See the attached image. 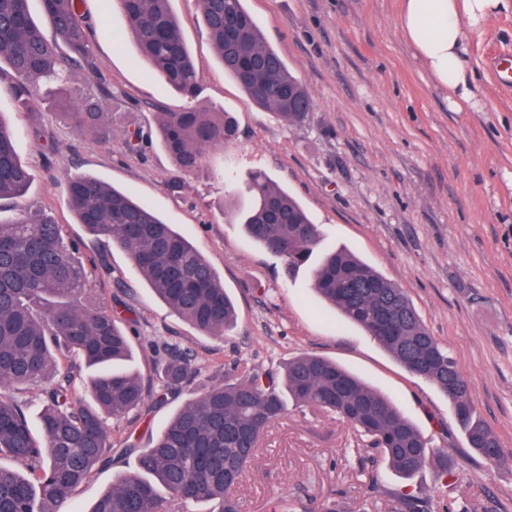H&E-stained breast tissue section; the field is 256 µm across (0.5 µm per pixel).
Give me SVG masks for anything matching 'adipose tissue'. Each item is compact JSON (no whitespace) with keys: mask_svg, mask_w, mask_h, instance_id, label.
<instances>
[{"mask_svg":"<svg viewBox=\"0 0 512 512\" xmlns=\"http://www.w3.org/2000/svg\"><path fill=\"white\" fill-rule=\"evenodd\" d=\"M398 28L456 110L473 107L468 47L505 0H398Z\"/></svg>","mask_w":512,"mask_h":512,"instance_id":"1","label":"adipose tissue"}]
</instances>
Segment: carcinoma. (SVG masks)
Returning <instances> with one entry per match:
<instances>
[{
    "label": "carcinoma",
    "instance_id": "cac0c4a2",
    "mask_svg": "<svg viewBox=\"0 0 512 512\" xmlns=\"http://www.w3.org/2000/svg\"><path fill=\"white\" fill-rule=\"evenodd\" d=\"M139 54L173 88L192 100L198 73L170 0H116ZM200 18L213 47L248 97L290 126L308 113L288 107V89L307 105L308 89L264 39L244 0H199ZM81 0H42L53 35L32 18L28 0H0V83L22 112L40 100L41 86L68 84L84 72L96 91L74 89L60 117L82 135L109 139L112 116L99 111L102 96L121 91L101 81L93 51V28ZM161 143L179 173L199 167L204 154L224 148L235 133L227 112L156 113ZM14 129L0 117V202L21 198L34 179L18 157ZM67 203L78 223L126 251L154 294L197 332L222 336L237 319L234 303L208 259L151 208L100 179L69 174ZM248 208L240 213L247 234L288 272L303 265L320 238L301 204L266 174L247 184ZM77 247L40 207L18 209L0 219V457L23 468L0 465V512H58L109 455L135 457L131 470L89 512H186L207 503L209 512H240L234 483L254 462L264 432L288 410L318 408L335 414L369 439L390 468L409 479L429 460V443L380 390L336 362L309 354L278 368H241L238 359L222 380L204 386L166 424L148 448L126 437L113 441L104 419L121 420L146 403L177 399L194 382L193 355L163 343L158 385L147 388L127 366L129 338L120 317L101 305ZM315 292L349 322L373 337L411 375L447 397L468 447L498 465L505 454L493 431L476 416L468 379L447 346L431 336L407 294L351 252L328 254L313 276ZM91 369L82 380L86 397L72 395L74 375L60 372L62 359ZM33 390V396L25 390ZM41 405L40 435L27 410ZM170 497L162 496L161 491ZM396 512H429L420 491L395 495Z\"/></svg>",
    "mask_w": 512,
    "mask_h": 512
}]
</instances>
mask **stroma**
<instances>
[{
    "label": "stroma",
    "mask_w": 512,
    "mask_h": 512,
    "mask_svg": "<svg viewBox=\"0 0 512 512\" xmlns=\"http://www.w3.org/2000/svg\"><path fill=\"white\" fill-rule=\"evenodd\" d=\"M398 0H246L266 40L307 86L312 112L301 126L279 122L224 71L200 21L198 0H171L199 77L194 100L152 76L127 40V22L112 0H83L103 82L124 96L103 103L116 133L101 143L59 125L51 115L68 97L48 96L38 111H19L0 96L21 160L35 171L25 196L49 210L66 238L91 259L106 308L129 306L134 370L154 382L157 343L190 348L200 380L230 359L268 366L303 353L344 366L386 394L448 454L456 471L441 480L436 461L406 481L368 440L336 415L289 409L265 433L235 495L241 512H313L322 495L344 493L359 506L375 493L392 512L404 489L423 491L430 512L458 502L475 512H512V462L492 467L468 448L447 397L409 374L361 328L312 290L316 260L293 274L249 238L229 191L262 171L288 190L321 230V255L338 248L403 288L430 333L452 351L468 378L479 416L512 454V92L497 83L492 57L512 61V7L491 19L470 48L481 107L456 111L397 27ZM227 112L237 124L223 150L174 178L161 142L131 151L123 128L155 123L156 111ZM52 133L36 138V129ZM92 175L155 210L208 258L236 303L238 320L224 336H203L156 299L129 255L96 241L66 203L63 172ZM172 402L129 421L106 419L111 438L133 432L155 439ZM131 459L115 456L78 487L65 512H90Z\"/></svg>",
    "instance_id": "1"
}]
</instances>
